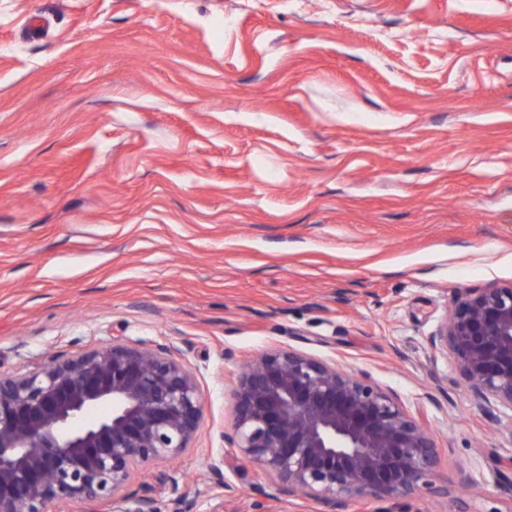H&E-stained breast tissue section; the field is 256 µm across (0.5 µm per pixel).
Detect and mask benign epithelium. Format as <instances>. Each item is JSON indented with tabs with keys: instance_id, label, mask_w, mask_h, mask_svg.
Instances as JSON below:
<instances>
[{
	"instance_id": "obj_1",
	"label": "benign epithelium",
	"mask_w": 512,
	"mask_h": 512,
	"mask_svg": "<svg viewBox=\"0 0 512 512\" xmlns=\"http://www.w3.org/2000/svg\"><path fill=\"white\" fill-rule=\"evenodd\" d=\"M485 403L512 408V285L468 289L429 338ZM224 434L271 475L275 491L344 512L363 499L412 498L436 471L426 423L396 394L294 349L254 358L233 392ZM202 419L193 373L165 347L119 339L28 375L0 372V512L52 501L160 512L124 492L131 472L171 459Z\"/></svg>"
}]
</instances>
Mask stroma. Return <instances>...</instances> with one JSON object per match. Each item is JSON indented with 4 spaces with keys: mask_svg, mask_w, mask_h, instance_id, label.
<instances>
[{
    "mask_svg": "<svg viewBox=\"0 0 512 512\" xmlns=\"http://www.w3.org/2000/svg\"><path fill=\"white\" fill-rule=\"evenodd\" d=\"M510 284L512 0H0V372L168 348L203 417L125 487L160 512H320L224 441L288 348L437 441L408 504L347 512H512V410L427 343Z\"/></svg>",
    "mask_w": 512,
    "mask_h": 512,
    "instance_id": "obj_1",
    "label": "stroma"
}]
</instances>
